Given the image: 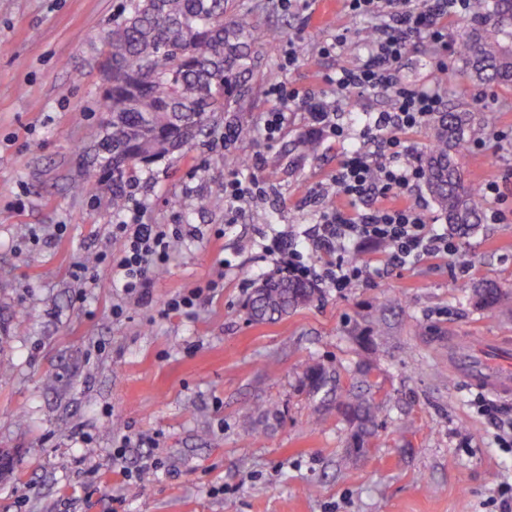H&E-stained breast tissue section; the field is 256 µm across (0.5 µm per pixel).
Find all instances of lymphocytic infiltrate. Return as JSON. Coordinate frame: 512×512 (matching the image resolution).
<instances>
[{
  "mask_svg": "<svg viewBox=\"0 0 512 512\" xmlns=\"http://www.w3.org/2000/svg\"><path fill=\"white\" fill-rule=\"evenodd\" d=\"M352 17L378 19L379 24L355 64L322 75L319 89L288 85L283 74L297 61L293 38L281 39L278 46L281 76L267 92L275 108L261 123L264 140L281 135L290 113L303 111L309 119L308 133L344 141L348 129L338 121L335 101L326 89L341 93L387 96L392 108L368 113L361 135L366 150L345 153L331 184L340 196L339 204L322 208L316 224L303 238L284 233L264 239L261 249L283 278L304 280L322 288L344 290L370 282L369 264L349 258L353 248L379 247L394 268H403L425 259L455 255L457 242L430 228L425 208L410 197L424 178L420 164L410 162V150L402 138L405 131L422 126L440 112L443 99L434 87L404 84L399 73L411 42L425 41L438 54L436 66L445 69L448 59V21L473 13V0H344ZM248 178L231 175L224 181L228 207L225 225L239 223L250 203L265 197L268 186L259 175L260 157L251 160ZM371 207H364V200ZM195 230L174 228L143 220L142 206L130 199L123 219L115 226L119 246L99 252L96 261L110 270L113 284L127 301L142 304L149 300L151 273L170 259L173 242L195 237Z\"/></svg>",
  "mask_w": 512,
  "mask_h": 512,
  "instance_id": "obj_1",
  "label": "lymphocytic infiltrate"
}]
</instances>
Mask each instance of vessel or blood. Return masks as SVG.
<instances>
[{"mask_svg":"<svg viewBox=\"0 0 512 512\" xmlns=\"http://www.w3.org/2000/svg\"><path fill=\"white\" fill-rule=\"evenodd\" d=\"M448 366L470 387L512 399V340L501 336H451Z\"/></svg>","mask_w":512,"mask_h":512,"instance_id":"b4317fda","label":"vessel or blood"}]
</instances>
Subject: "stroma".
<instances>
[{
    "label": "stroma",
    "instance_id": "35a3bbf8",
    "mask_svg": "<svg viewBox=\"0 0 512 512\" xmlns=\"http://www.w3.org/2000/svg\"><path fill=\"white\" fill-rule=\"evenodd\" d=\"M258 4L253 76L211 133L181 153L138 167L133 182L149 201L144 220L192 224L199 238L180 245L155 273L152 301L112 309L120 297L108 272L90 264L93 288L73 265L114 246L109 182L91 193L73 184L98 173L89 133L102 101L103 35L124 0H0V512H500L512 484V448H501L475 403L477 391L448 371L444 336L512 337V317L477 309L469 291L493 280L512 286V216L482 222L442 261L379 268L371 285L317 299L273 322L249 318L250 287L267 264L260 234L302 235L334 200L330 176L359 143L321 140L306 154L308 115L292 113L279 140L225 144L230 126L258 128L273 107V32L295 39L287 78L314 86L347 66L349 49L322 56L320 43L348 29L360 41L367 20L342 0H315L311 14ZM436 52L412 44L401 77L422 86L436 76ZM446 106L468 104L485 128L481 147L458 161L468 180L502 179L512 199V87L441 85ZM262 155L273 188L224 226V180ZM211 205L199 210V198ZM229 269H220L221 260ZM203 303L161 315L163 301L190 289ZM338 370L344 388L377 407L373 436L351 451L335 401L298 387L305 365ZM321 409L323 421L309 416ZM261 426L258 439L249 430ZM146 433L154 447L130 445L123 468L112 450ZM160 474L131 480L143 456Z\"/></svg>",
    "mask_w": 512,
    "mask_h": 512
}]
</instances>
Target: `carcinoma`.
I'll return each instance as SVG.
<instances>
[{
    "instance_id": "carcinoma-1",
    "label": "carcinoma",
    "mask_w": 512,
    "mask_h": 512,
    "mask_svg": "<svg viewBox=\"0 0 512 512\" xmlns=\"http://www.w3.org/2000/svg\"><path fill=\"white\" fill-rule=\"evenodd\" d=\"M474 9L475 24L458 43L460 75L475 85L512 86V0H476ZM254 21L253 8L235 11L232 0H126L121 20L105 36L110 72L97 134L112 209L126 205L136 166L182 150L226 111L228 94L241 91L253 69ZM480 131L468 110L453 106L434 120L423 158L428 190L460 235L483 219L481 187L465 184L456 161ZM314 294L304 283L272 280L253 299L249 316L277 320ZM471 300L483 310L512 312V292L493 282L471 289ZM300 386L313 397L339 398L350 442L364 448L375 426L371 401L342 391L339 374L317 363L305 367Z\"/></svg>"
}]
</instances>
